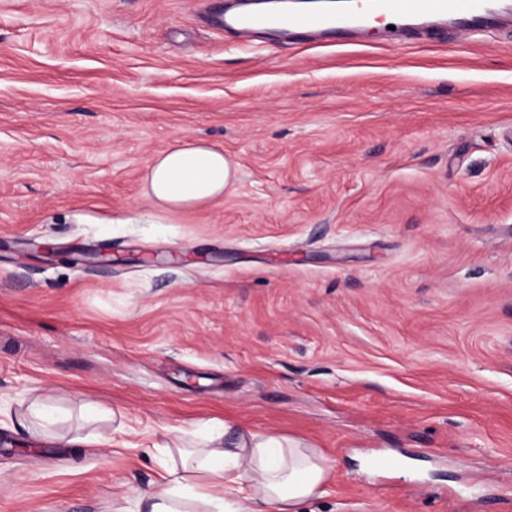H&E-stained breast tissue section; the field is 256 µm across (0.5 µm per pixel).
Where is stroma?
<instances>
[{"label": "stroma", "mask_w": 512, "mask_h": 512, "mask_svg": "<svg viewBox=\"0 0 512 512\" xmlns=\"http://www.w3.org/2000/svg\"><path fill=\"white\" fill-rule=\"evenodd\" d=\"M203 11L0 0V512H131L211 430L329 457L301 512H512V16L398 50ZM186 140L235 187L160 210ZM235 172V163L223 150L186 141L154 156L144 194L169 212L196 208L224 197L235 183Z\"/></svg>", "instance_id": "stroma-1"}]
</instances>
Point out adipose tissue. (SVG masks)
<instances>
[{"instance_id":"1","label":"adipose tissue","mask_w":512,"mask_h":512,"mask_svg":"<svg viewBox=\"0 0 512 512\" xmlns=\"http://www.w3.org/2000/svg\"><path fill=\"white\" fill-rule=\"evenodd\" d=\"M235 172L223 150L186 141L154 156L144 194L169 212L196 208L221 199ZM161 467V481L139 502L145 512H255L257 501L298 512L325 495L332 469L320 449L255 435L227 448L178 449Z\"/></svg>"}]
</instances>
